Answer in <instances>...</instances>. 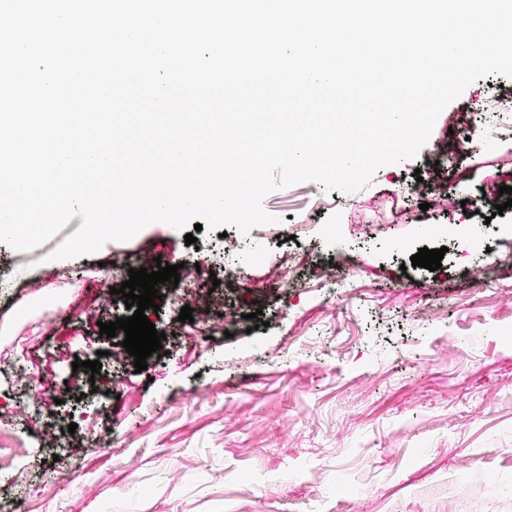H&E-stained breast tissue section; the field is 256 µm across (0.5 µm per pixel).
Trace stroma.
<instances>
[{"label":"stroma","mask_w":512,"mask_h":512,"mask_svg":"<svg viewBox=\"0 0 512 512\" xmlns=\"http://www.w3.org/2000/svg\"><path fill=\"white\" fill-rule=\"evenodd\" d=\"M487 85L442 111L417 157L356 191L306 182L272 192L264 207L276 221L259 236L203 229L191 246L155 222L77 260H49L77 216L25 254L0 242V267L26 294L13 309L0 289L11 317L0 331V512L18 500L25 512H512V207L493 216L473 205L512 186V136L494 144L470 128ZM455 142L446 190L466 209L410 195L414 172L429 175ZM422 210L428 223L416 220ZM228 241L244 262L229 284ZM423 247L445 248L440 269L412 266ZM125 255L152 271L211 265L220 285L189 305L199 315L221 296L233 337L179 322L162 285L145 314L166 335L164 354L136 371L124 331L99 328L129 317L124 298L96 304L121 281L94 265ZM478 262L496 293L471 279ZM332 267L345 278L333 294L313 277ZM278 268L293 284L274 297ZM77 359L100 360L99 374ZM27 367L43 390L32 415L15 401ZM59 470L67 484H56ZM485 481L486 498L468 494Z\"/></svg>","instance_id":"obj_1"}]
</instances>
